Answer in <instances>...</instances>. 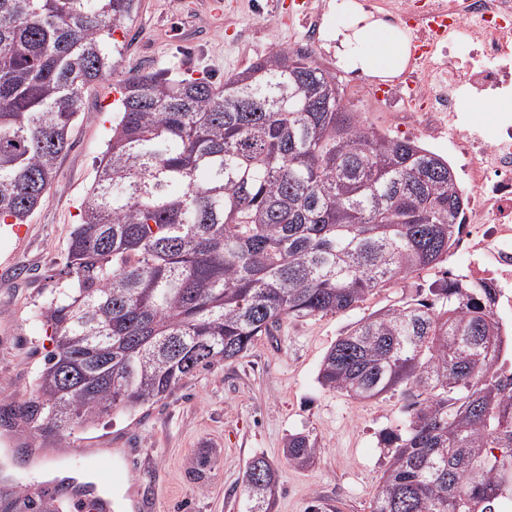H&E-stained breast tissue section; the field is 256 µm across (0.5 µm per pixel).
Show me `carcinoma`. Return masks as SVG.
<instances>
[{
  "label": "carcinoma",
  "mask_w": 512,
  "mask_h": 512,
  "mask_svg": "<svg viewBox=\"0 0 512 512\" xmlns=\"http://www.w3.org/2000/svg\"><path fill=\"white\" fill-rule=\"evenodd\" d=\"M140 0H0V223L49 197L85 92L116 73ZM121 115L38 313L55 350L19 415L61 436L168 398L290 317L348 313L448 257L467 198L453 169L366 124L336 73L273 48L217 87L127 74ZM498 290L443 276L356 322L321 363L329 391L400 397L370 512L512 504V344ZM297 468L320 453L288 437ZM261 467L266 482L254 479ZM271 512L274 465L245 472Z\"/></svg>",
  "instance_id": "cac0c4a2"
}]
</instances>
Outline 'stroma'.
<instances>
[{"label": "stroma", "mask_w": 512, "mask_h": 512, "mask_svg": "<svg viewBox=\"0 0 512 512\" xmlns=\"http://www.w3.org/2000/svg\"><path fill=\"white\" fill-rule=\"evenodd\" d=\"M279 0H140L128 24L118 75L164 70L174 77L207 74L222 85L273 47L304 42L306 19L287 17ZM107 85L90 88L48 199L28 221L25 237H0V265L19 263L14 282H0V412L18 410L35 395V379L55 344L36 318L63 256L80 204L106 148L115 108L105 105ZM442 270L413 274L380 289L346 314L285 319L247 354L183 381L150 407L112 409L93 426L62 438L16 419L18 441L7 450L11 479L25 478L31 496L41 482L34 456L57 467L95 468L100 450L112 453V495L126 512H248L243 475L262 456L277 469L272 512H370L388 462L384 430L401 418L402 402L390 394L358 402L324 389L321 362L362 317L409 299ZM302 433L321 453L308 468L283 454L289 435ZM84 457L66 455L71 446Z\"/></svg>", "instance_id": "obj_1"}]
</instances>
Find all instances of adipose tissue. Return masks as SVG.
Returning a JSON list of instances; mask_svg holds the SVG:
<instances>
[{
	"instance_id": "ef3b65f1",
	"label": "adipose tissue",
	"mask_w": 512,
	"mask_h": 512,
	"mask_svg": "<svg viewBox=\"0 0 512 512\" xmlns=\"http://www.w3.org/2000/svg\"><path fill=\"white\" fill-rule=\"evenodd\" d=\"M331 9L346 23L327 28L324 38L336 45L338 65L348 72L384 78L400 71L406 60V36L363 9L356 0H333Z\"/></svg>"
}]
</instances>
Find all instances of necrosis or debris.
Wrapping results in <instances>:
<instances>
[{
  "instance_id": "4bbe7bcc",
  "label": "necrosis or debris",
  "mask_w": 512,
  "mask_h": 512,
  "mask_svg": "<svg viewBox=\"0 0 512 512\" xmlns=\"http://www.w3.org/2000/svg\"><path fill=\"white\" fill-rule=\"evenodd\" d=\"M385 10L388 23L431 50L399 80L347 88L394 112L401 131L447 134L469 195L460 241L467 277L495 285L496 315L512 327V122L488 138L460 114L463 101L512 92V0H388Z\"/></svg>"
}]
</instances>
